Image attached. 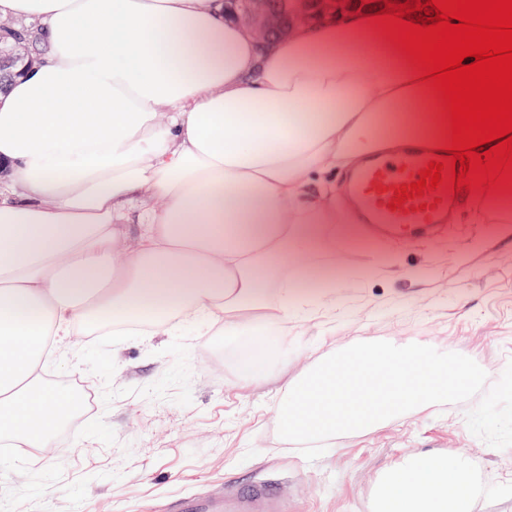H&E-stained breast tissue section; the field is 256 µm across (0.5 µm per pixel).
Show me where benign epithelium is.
Wrapping results in <instances>:
<instances>
[{"mask_svg": "<svg viewBox=\"0 0 512 512\" xmlns=\"http://www.w3.org/2000/svg\"><path fill=\"white\" fill-rule=\"evenodd\" d=\"M352 0H287L288 13L269 0H224L247 36L264 48L277 37L345 11ZM37 52L32 41L9 20L0 19V91L14 77L33 67Z\"/></svg>", "mask_w": 512, "mask_h": 512, "instance_id": "1", "label": "benign epithelium"}]
</instances>
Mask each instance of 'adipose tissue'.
Masks as SVG:
<instances>
[{"label":"adipose tissue","instance_id":"obj_1","mask_svg":"<svg viewBox=\"0 0 512 512\" xmlns=\"http://www.w3.org/2000/svg\"><path fill=\"white\" fill-rule=\"evenodd\" d=\"M374 7L267 50L222 0H0L43 22L41 64L0 94V435L44 448L70 408L38 370L50 337L91 315L127 335L219 322L301 299L269 288L319 227L344 224L337 171L445 148L433 90L369 18ZM379 66L364 70L348 46ZM144 224L127 241L129 206ZM378 512H472L467 453L389 468Z\"/></svg>","mask_w":512,"mask_h":512}]
</instances>
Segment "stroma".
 Masks as SVG:
<instances>
[{"label":"stroma","mask_w":512,"mask_h":512,"mask_svg":"<svg viewBox=\"0 0 512 512\" xmlns=\"http://www.w3.org/2000/svg\"><path fill=\"white\" fill-rule=\"evenodd\" d=\"M461 196L446 230L386 241L325 224L317 246L294 255L296 288L314 302L287 318L275 308L269 373L243 380L244 328L207 336L147 331L122 338L64 337L43 374L80 377L96 410L61 436L69 462L27 465L0 456V512H169L171 503L269 478L281 512H375L381 475L411 455L469 454L473 512H512V448L474 436L475 400L431 404L377 430L331 437L307 461L278 434L284 385L359 342L427 345L473 359L496 382L512 363V223L481 224Z\"/></svg>","instance_id":"stroma-1"}]
</instances>
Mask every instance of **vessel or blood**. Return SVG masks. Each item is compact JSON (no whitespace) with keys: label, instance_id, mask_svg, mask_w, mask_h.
Returning <instances> with one entry per match:
<instances>
[{"label":"vessel or blood","instance_id":"1","mask_svg":"<svg viewBox=\"0 0 512 512\" xmlns=\"http://www.w3.org/2000/svg\"><path fill=\"white\" fill-rule=\"evenodd\" d=\"M442 158V153L420 150L412 141L398 154L367 159L344 185L346 200L360 224L371 227L382 237L419 239L447 223L456 200L452 194L438 189L411 199L410 211H393L388 207L395 188L418 181L419 170L425 169L429 161ZM272 506L269 486L257 483L237 493L232 503L201 497L176 503L172 512H270Z\"/></svg>","mask_w":512,"mask_h":512}]
</instances>
